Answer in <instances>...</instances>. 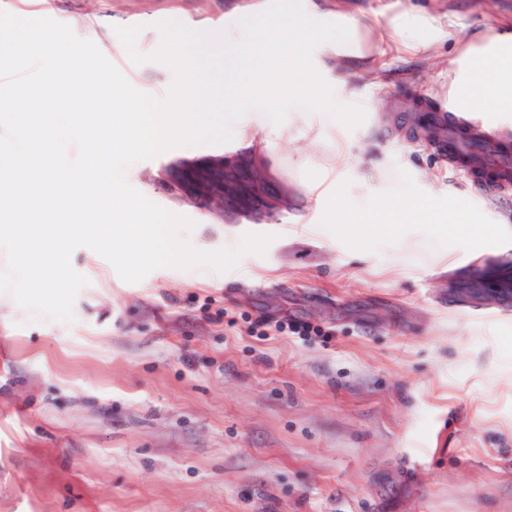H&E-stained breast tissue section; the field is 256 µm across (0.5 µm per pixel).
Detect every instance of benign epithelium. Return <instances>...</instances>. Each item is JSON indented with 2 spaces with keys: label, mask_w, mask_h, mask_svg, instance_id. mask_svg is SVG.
I'll list each match as a JSON object with an SVG mask.
<instances>
[{
  "label": "benign epithelium",
  "mask_w": 512,
  "mask_h": 512,
  "mask_svg": "<svg viewBox=\"0 0 512 512\" xmlns=\"http://www.w3.org/2000/svg\"><path fill=\"white\" fill-rule=\"evenodd\" d=\"M165 176L179 198L203 204L221 218L254 216L260 220L280 209L282 190L258 180L242 154L176 160L166 167Z\"/></svg>",
  "instance_id": "benign-epithelium-1"
}]
</instances>
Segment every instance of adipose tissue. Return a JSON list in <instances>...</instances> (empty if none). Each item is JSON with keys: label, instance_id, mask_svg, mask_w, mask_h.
<instances>
[{"label": "adipose tissue", "instance_id": "adipose-tissue-1", "mask_svg": "<svg viewBox=\"0 0 512 512\" xmlns=\"http://www.w3.org/2000/svg\"><path fill=\"white\" fill-rule=\"evenodd\" d=\"M369 29V23L357 16L325 15L302 0H279L274 9L241 16L220 32L184 30L172 52L185 81L145 116L134 111L120 90L88 100L91 77L83 62V39L76 34L63 44L54 67L41 70L39 91L44 105H51L59 92L56 71L66 69L69 95L84 101L86 111L113 110L122 129V137L114 145L133 155L169 140L179 141L185 153H195L211 134L217 115L225 114L235 120L236 149L244 151L259 172L283 184L297 178L306 197L320 204L328 187L336 182L337 169L353 157V148L336 143L328 158L314 149L286 153L285 144L311 141L316 125L315 108L284 109L286 91L305 86L327 89L335 84L344 96H353L346 79L334 76L321 55L335 53L344 66L363 58L370 50ZM203 43L224 50V71L234 81L233 90L224 97H214L210 69L199 65L190 52L191 46ZM448 84V108L456 115L512 112V34H497L468 47L450 69ZM198 100L206 102V111L187 112V104ZM110 146L113 144L107 139H93L94 161L84 179V193L75 205L65 193L68 176L47 166L38 147H31L24 161H0V209L11 208L19 199L35 212L53 203L76 215L106 209L111 223L84 225L87 236L105 242L122 237L134 246L140 261L181 258L164 225L150 223L139 203L113 196L106 169L99 161Z\"/></svg>", "mask_w": 512, "mask_h": 512}]
</instances>
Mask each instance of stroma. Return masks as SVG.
<instances>
[{
	"label": "stroma",
	"instance_id": "stroma-1",
	"mask_svg": "<svg viewBox=\"0 0 512 512\" xmlns=\"http://www.w3.org/2000/svg\"><path fill=\"white\" fill-rule=\"evenodd\" d=\"M264 0H0L20 26L84 37L89 71L151 111L178 78L176 32L220 29ZM326 12L439 19L429 52L377 42L351 62L347 100L328 92L322 152L357 163L335 194L348 223L293 194L256 223L216 219L173 197V148L132 164L127 182L196 224L212 251L270 234L265 255L219 274L163 268L124 282L91 249L71 256L88 283L60 322L0 294V512H512V300L468 299L484 264L512 265V188L479 181L421 140L420 114L447 112L448 63L512 28V0H316ZM71 99L50 108L44 150L80 195L90 130ZM428 205L371 234V201ZM235 319L218 321L217 312ZM321 336H254L255 318Z\"/></svg>",
	"mask_w": 512,
	"mask_h": 512
}]
</instances>
